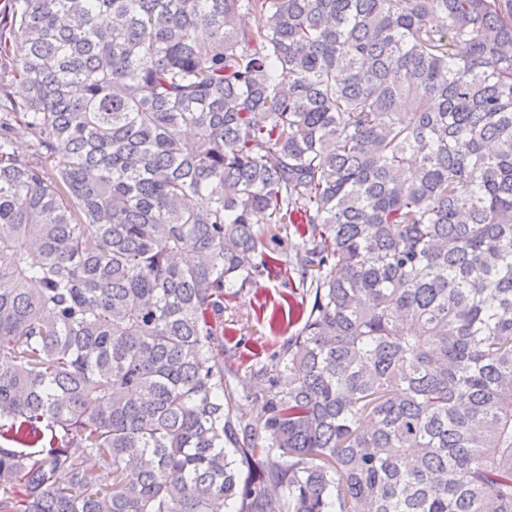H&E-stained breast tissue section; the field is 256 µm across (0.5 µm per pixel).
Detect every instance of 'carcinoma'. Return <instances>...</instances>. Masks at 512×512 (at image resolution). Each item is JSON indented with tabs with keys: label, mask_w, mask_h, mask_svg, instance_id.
Returning a JSON list of instances; mask_svg holds the SVG:
<instances>
[{
	"label": "carcinoma",
	"mask_w": 512,
	"mask_h": 512,
	"mask_svg": "<svg viewBox=\"0 0 512 512\" xmlns=\"http://www.w3.org/2000/svg\"><path fill=\"white\" fill-rule=\"evenodd\" d=\"M281 264L255 426L214 317ZM230 501L512 512V0H0V512ZM264 222H266V217L260 215V219L258 221L259 224L256 225L262 230H265L267 236L280 232L278 238L269 242L270 250L275 254H281V259L283 260L286 255L289 258L296 249V246L301 242L299 235L295 232L294 225L277 224V229H275L274 224H263Z\"/></svg>",
	"instance_id": "cac0c4a2"
}]
</instances>
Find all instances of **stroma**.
Listing matches in <instances>:
<instances>
[{
	"label": "stroma",
	"mask_w": 512,
	"mask_h": 512,
	"mask_svg": "<svg viewBox=\"0 0 512 512\" xmlns=\"http://www.w3.org/2000/svg\"><path fill=\"white\" fill-rule=\"evenodd\" d=\"M312 303L309 291L291 287L287 275L271 271L262 272L250 286L225 288L215 343L224 349V379L244 421L262 423V384L253 373L283 355L302 327L299 313L309 312Z\"/></svg>",
	"instance_id": "35a3bbf8"
}]
</instances>
